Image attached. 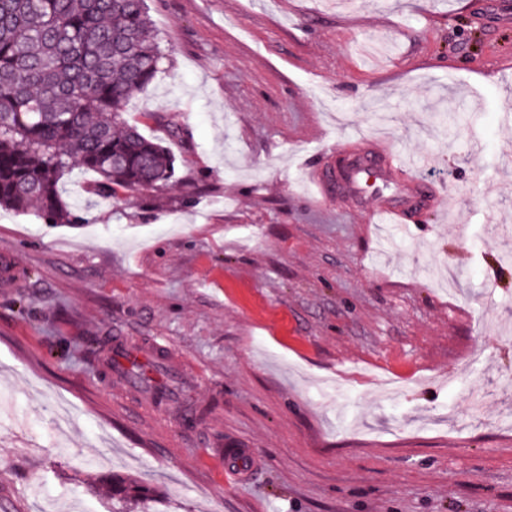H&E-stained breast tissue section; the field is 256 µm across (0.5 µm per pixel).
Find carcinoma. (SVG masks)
Segmentation results:
<instances>
[{
  "instance_id": "1",
  "label": "carcinoma",
  "mask_w": 512,
  "mask_h": 512,
  "mask_svg": "<svg viewBox=\"0 0 512 512\" xmlns=\"http://www.w3.org/2000/svg\"><path fill=\"white\" fill-rule=\"evenodd\" d=\"M146 0H0V207L79 224L61 176L98 175L92 191L160 190L175 174L161 142L121 120L159 71ZM96 487L112 505L146 502L150 488L114 474Z\"/></svg>"
}]
</instances>
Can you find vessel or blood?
<instances>
[{"instance_id": "vessel-or-blood-1", "label": "vessel or blood", "mask_w": 512, "mask_h": 512, "mask_svg": "<svg viewBox=\"0 0 512 512\" xmlns=\"http://www.w3.org/2000/svg\"><path fill=\"white\" fill-rule=\"evenodd\" d=\"M343 151L346 161L342 167L308 171L315 199H352L366 204L376 221L402 225L437 206L435 187L413 173L398 153H380L355 142L344 145ZM161 353L165 360L163 379L150 386L140 372L131 367L132 362H146L143 347L130 345L125 337L117 336L106 348L94 351L108 386L140 396L150 404L187 378L186 364L181 357L166 347Z\"/></svg>"}]
</instances>
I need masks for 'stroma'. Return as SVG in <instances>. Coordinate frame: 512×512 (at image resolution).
Instances as JSON below:
<instances>
[{"label":"stroma","mask_w":512,"mask_h":512,"mask_svg":"<svg viewBox=\"0 0 512 512\" xmlns=\"http://www.w3.org/2000/svg\"><path fill=\"white\" fill-rule=\"evenodd\" d=\"M471 3L146 0L165 59L124 118L173 183L76 169L82 223L0 210V505L112 512L115 473L154 512H512V22ZM361 138L443 210L315 202L305 167ZM118 333L197 383L129 414L90 352ZM232 448L259 466L228 490ZM97 488L105 489L107 493L112 494V511L124 512L118 509L116 505L126 503L129 500L146 502L153 496L150 488L131 482L125 478L112 474V476H103L96 483Z\"/></svg>","instance_id":"stroma-1"}]
</instances>
